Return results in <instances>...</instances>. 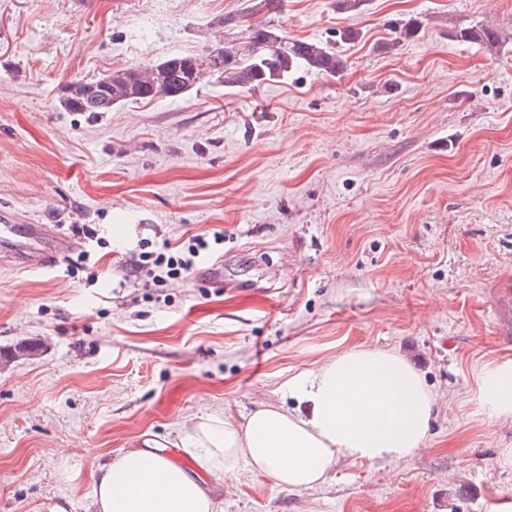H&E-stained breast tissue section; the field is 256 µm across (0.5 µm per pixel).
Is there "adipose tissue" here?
Instances as JSON below:
<instances>
[{"label":"adipose tissue","instance_id":"adipose-tissue-1","mask_svg":"<svg viewBox=\"0 0 512 512\" xmlns=\"http://www.w3.org/2000/svg\"><path fill=\"white\" fill-rule=\"evenodd\" d=\"M299 407L267 404L244 421L202 418L187 467L155 450H136L94 474L98 512H218L219 500L202 473L220 475L246 464L277 484L305 490L325 481L338 458L401 461L421 448L434 396L404 356L381 348H354L288 381ZM486 410L512 414V367L487 372L481 383Z\"/></svg>","mask_w":512,"mask_h":512}]
</instances>
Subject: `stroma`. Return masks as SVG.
<instances>
[{"label":"stroma","mask_w":512,"mask_h":512,"mask_svg":"<svg viewBox=\"0 0 512 512\" xmlns=\"http://www.w3.org/2000/svg\"><path fill=\"white\" fill-rule=\"evenodd\" d=\"M254 2L0 0V216L76 242L51 267L0 265V512H93L105 461L145 439L188 461L200 416L293 407L289 378L359 347L423 374L424 445L339 458L301 491L242 465L218 480L223 512H512V416L480 401L512 366V0ZM260 22L346 70L60 103L76 79L244 49ZM217 231L223 253L187 279L117 265Z\"/></svg>","instance_id":"1"}]
</instances>
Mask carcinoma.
Returning a JSON list of instances; mask_svg holds the SVG:
<instances>
[{
	"label": "carcinoma",
	"mask_w": 512,
	"mask_h": 512,
	"mask_svg": "<svg viewBox=\"0 0 512 512\" xmlns=\"http://www.w3.org/2000/svg\"><path fill=\"white\" fill-rule=\"evenodd\" d=\"M248 39L246 54L224 50V66L219 70L202 67L209 49L158 63L134 64L94 80L105 93L97 100L85 95V81L69 83L65 104L71 112H110L116 103L148 100L149 92L154 98L168 97L174 90L183 95L206 75L216 76L229 88L250 90L285 78L300 67L330 75L347 67L346 59L329 45L290 39L265 23L249 27Z\"/></svg>",
	"instance_id": "carcinoma-1"
}]
</instances>
